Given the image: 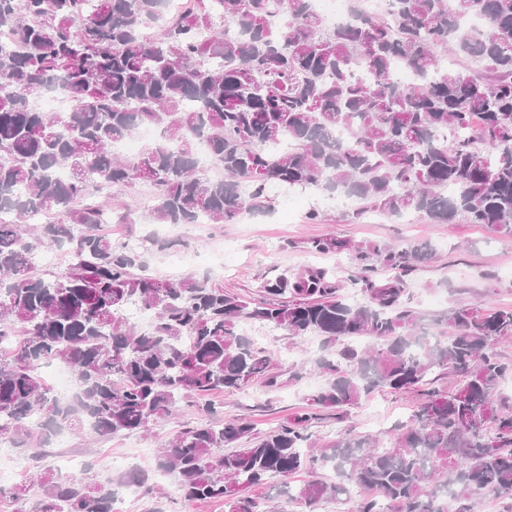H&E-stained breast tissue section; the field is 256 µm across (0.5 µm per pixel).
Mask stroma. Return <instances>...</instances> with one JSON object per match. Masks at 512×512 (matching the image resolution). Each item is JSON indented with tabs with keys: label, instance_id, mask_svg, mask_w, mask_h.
I'll list each match as a JSON object with an SVG mask.
<instances>
[{
	"label": "stroma",
	"instance_id": "1",
	"mask_svg": "<svg viewBox=\"0 0 512 512\" xmlns=\"http://www.w3.org/2000/svg\"><path fill=\"white\" fill-rule=\"evenodd\" d=\"M298 198L304 210L291 218H282L280 211L275 210L244 217L234 224H211L201 232L192 224L153 223L146 210L147 191L139 188L124 197L133 211V223L112 225V236L139 238L153 233L173 241L176 251L202 254L212 253L224 244L232 245L233 267L224 270L200 264L185 268L184 273L210 277L226 291L249 299L260 298L264 278L285 271L296 273L315 262V255L306 249L308 239L313 237L335 236L363 247L383 242L400 248L412 242H425L433 247V257L419 263L406 278L411 304L423 314L425 322H432L451 308L512 307V236L479 224H435L418 216L408 224L380 216L358 221L346 210L328 206H322L321 220L311 223L304 211L322 205L320 197L306 190L299 192ZM268 348L280 375L278 388L270 390L254 384L230 396L214 395L217 413L213 416L198 404L184 402L175 420L124 437L99 438L66 430L47 447L46 465L56 466L59 455L66 453L79 456L99 474L105 472L114 477L133 467L144 470L149 481L139 488L138 499L129 512H224L220 502L185 503L177 480L160 476L155 466V450L171 437L177 426H193L211 417L219 422L245 420L259 433L276 428L298 410L304 396L323 383L324 376L316 363L336 350L334 344L318 337L283 335L269 343ZM419 400L415 391L376 392L343 415L328 412L314 423L312 433L324 441L348 431L387 434L397 423L408 421Z\"/></svg>",
	"mask_w": 512,
	"mask_h": 512
}]
</instances>
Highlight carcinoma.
<instances>
[{
  "instance_id": "1",
  "label": "carcinoma",
  "mask_w": 512,
  "mask_h": 512,
  "mask_svg": "<svg viewBox=\"0 0 512 512\" xmlns=\"http://www.w3.org/2000/svg\"><path fill=\"white\" fill-rule=\"evenodd\" d=\"M484 21L482 31L462 27ZM0 435L41 459L52 434L144 431L171 418L180 401L278 386L273 357L241 333L244 323L289 337L369 340L319 361L325 383L277 428L256 435L244 420L182 427L160 444L157 466L175 474L187 502L213 500L224 512H269L250 489L302 469H330L281 493L315 505L353 503V512H473L484 492L511 499L512 308L450 309L434 333L410 306L405 276L431 255L317 237V255L346 253L359 273L341 282L324 267L264 281L247 299L210 278L147 273L146 255L168 243L116 241L109 224H132L117 197L148 185L155 224H235L271 211L296 188L354 201L352 217L434 224L463 218L512 236V0H386L385 14L360 10L325 24L309 0H188L166 16L161 0H0ZM481 64L465 75L448 55ZM358 62L370 74L351 71ZM399 62L413 72L393 75ZM55 90L66 112L35 101ZM143 126L161 140L136 158L114 143ZM345 132L338 141L336 134ZM224 176L200 166L199 144ZM65 166L69 177L60 179ZM36 212L57 220L32 223ZM64 248L57 272L38 255ZM395 271L385 281L375 266ZM155 313L153 329L126 317ZM69 366L76 399L53 394L41 365ZM454 389L436 386L439 376ZM422 389L412 418L379 436L345 433L314 452L310 427L376 390ZM494 407L464 431L459 421ZM92 467L62 478L46 466L17 484L14 503L37 489L34 512H114L113 487L140 485L130 469L107 486ZM377 491L351 501V487Z\"/></svg>"
}]
</instances>
